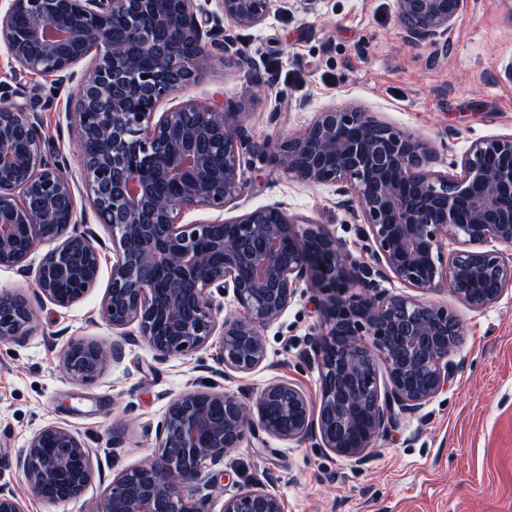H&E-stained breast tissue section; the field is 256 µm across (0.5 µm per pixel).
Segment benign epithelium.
Segmentation results:
<instances>
[{
	"instance_id": "1",
	"label": "benign epithelium",
	"mask_w": 512,
	"mask_h": 512,
	"mask_svg": "<svg viewBox=\"0 0 512 512\" xmlns=\"http://www.w3.org/2000/svg\"><path fill=\"white\" fill-rule=\"evenodd\" d=\"M213 13L198 0H9L0 11V51L22 69L79 80L67 103L79 134L81 178L98 224L112 236L109 288L102 301L112 340L73 339L62 353L68 375L84 381L142 342L159 361L217 339L214 361L251 374L268 359L264 330L287 310L298 288L313 292L321 329L315 338L319 407L296 384L273 380L253 404L222 390L173 396L155 458L116 475L103 512H206L201 492L227 476L224 457L250 432L322 445L356 461L401 414H413L448 389V357L462 335L448 307L390 293L394 278L420 293L450 286L474 310L512 289V134L478 139L455 173L432 169L431 148L354 105L330 106L277 146L288 176L333 185L338 204L356 207L373 243L372 264L319 224L282 204L228 220L182 222L185 213L224 208L245 189L247 135L236 113L187 100L155 118L158 102L196 80L216 54L248 58L224 24L261 25L288 0H219ZM469 0H396L411 46L446 47ZM96 52L94 65L76 66ZM224 152V167L210 154ZM501 157L502 165L487 164ZM63 156L44 149L41 121L0 96V269L35 275L36 297L68 309L97 284L103 246L74 189ZM175 183L167 200L157 186ZM35 202L32 207L29 202ZM319 244L329 264L314 263ZM51 243L38 265L32 255ZM487 279L497 288L473 285ZM233 292L238 311L218 321L213 293ZM34 318L23 295L0 292V341L26 336ZM386 381L380 382V372ZM30 494L48 502L82 497L94 477L92 450L71 429L36 430L16 459ZM0 512H25L0 486ZM222 512H284L271 478L224 499Z\"/></svg>"
}]
</instances>
